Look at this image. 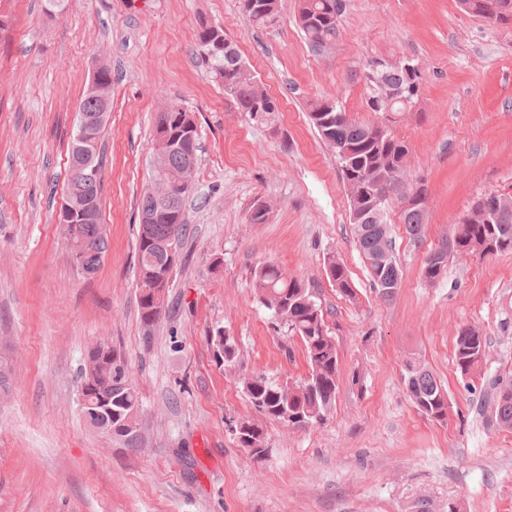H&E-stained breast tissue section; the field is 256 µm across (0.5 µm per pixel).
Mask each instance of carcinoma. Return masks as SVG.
Instances as JSON below:
<instances>
[{"instance_id": "cac0c4a2", "label": "carcinoma", "mask_w": 512, "mask_h": 512, "mask_svg": "<svg viewBox=\"0 0 512 512\" xmlns=\"http://www.w3.org/2000/svg\"><path fill=\"white\" fill-rule=\"evenodd\" d=\"M512 0H459L462 9L483 20L498 19V24L512 23V13L505 6ZM240 9L249 23L263 28L278 22L281 0H239ZM346 10L345 0H299L296 21L304 34L309 48L321 52L336 43L342 16ZM198 45L206 51L207 64L214 78L224 88V95L232 98L239 111L263 125L276 122L279 104L272 101L256 102L255 89L260 87L255 72L242 60L234 42L217 27L211 33L209 22L202 20L197 31ZM371 92L367 106L372 112L407 111L400 98L408 96L412 78L403 64L376 62L369 74ZM104 105L85 92L79 113L89 122H95ZM191 119L177 102L170 103V110L159 113L155 133L166 130L170 137L181 136L182 125ZM309 119L321 139L335 152L347 145L352 153L351 162L340 163L343 180L351 183L348 192L350 213L357 215L352 221L357 247L362 254L369 280L374 290L383 298L392 297L400 287V267L395 257V244L387 224L386 213L371 212L368 197L370 183L378 184L386 198L402 194V182L396 179L393 165L406 160L408 149L404 141L391 132L378 135L373 125L351 120L347 113L332 99L313 102ZM199 136L183 143L170 152V171L158 172L156 185L164 187L161 196L151 195L147 189L139 199V214L151 212L155 219L149 223L139 222L137 243L138 291L140 319L146 329H151L162 314L164 304L156 303L150 292L153 279L171 277L173 269L167 266V255L161 244L170 240L182 244L188 230L186 200L191 187L173 182L172 172L185 164L197 163ZM85 155L82 143L72 139L69 157V176L65 195L84 204L101 202L102 167L99 148L90 154V167L96 171L93 179L85 180L77 175L75 166ZM401 219L409 239L416 245L424 240L427 221L425 198L411 206L402 208ZM75 237L81 249L80 264L87 274L100 267L107 248L104 225L76 223ZM488 243L492 250L487 255L512 254V210L499 214L490 224L466 214L458 222L454 233L441 239L437 250L445 255L473 250L476 243ZM327 279L336 293L349 300L357 297L347 267L330 255L325 259ZM254 292L259 301L274 310V329H286L290 338L300 341L307 375L292 385L274 383L260 373L240 378L243 392L255 410L257 417L239 421L243 437L238 443L246 449L253 461L262 457L254 449L265 447L264 422L273 421L298 428L297 420L304 419L312 425L321 423L336 401L339 380V358L335 338L330 335L319 289L308 287L304 281L289 277L272 262H264L254 270ZM218 341L217 351L224 358V369L230 370L240 363V351L235 338L219 330L214 336ZM486 338L470 327H462L455 338L454 356L457 368L464 375L475 372L482 363L481 352L486 349ZM102 361L112 365L103 372L99 381L98 396L112 401L116 417L112 418V437L123 442L127 448L139 445L138 416L139 397L130 380L127 363L122 354L111 344L103 343ZM407 387L416 407L426 409L425 415L437 420L448 416V395L435 374L425 365L415 363L408 366ZM494 423L502 430H512V378H499L491 395Z\"/></svg>"}]
</instances>
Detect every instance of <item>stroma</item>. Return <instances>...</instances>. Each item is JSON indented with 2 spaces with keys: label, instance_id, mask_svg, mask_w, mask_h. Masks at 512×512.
I'll use <instances>...</instances> for the list:
<instances>
[{
  "label": "stroma",
  "instance_id": "35a3bbf8",
  "mask_svg": "<svg viewBox=\"0 0 512 512\" xmlns=\"http://www.w3.org/2000/svg\"><path fill=\"white\" fill-rule=\"evenodd\" d=\"M282 0L272 28L249 24L239 0H0V512H512V431L490 425L484 400L512 376V254L451 255L436 283L426 253L479 197L512 194V24L492 26L457 0H346L339 38L312 52ZM223 26L263 88L274 125L240 112L196 40ZM418 63L412 110L390 128L409 153L405 189L424 188L428 224L414 246L389 201L401 284L388 300L356 247L339 164L308 120L330 98L360 123L375 61ZM112 71L102 135L101 222L108 250L81 274L58 222L69 147L95 63ZM200 137L189 231L152 330L139 316L138 203L156 175L154 132L169 101ZM266 202V223L248 220ZM336 256L358 297L329 284ZM265 261L318 288L339 354L336 403L322 424L266 425L269 453L248 459L230 430L254 410L211 338L234 336L243 373L283 383L307 371L298 340L277 337L256 298ZM487 340L477 373L454 359L459 328ZM112 343L139 393L140 445L92 427L77 404L87 350ZM422 362L448 394V418L413 404L407 365Z\"/></svg>",
  "mask_w": 512,
  "mask_h": 512
}]
</instances>
